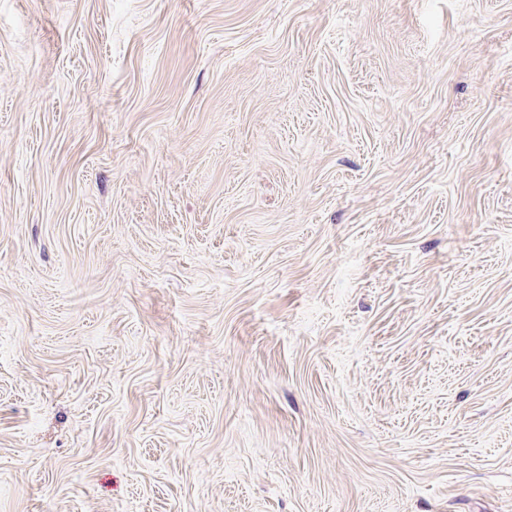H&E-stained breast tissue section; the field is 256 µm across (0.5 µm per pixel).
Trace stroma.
<instances>
[{
	"mask_svg": "<svg viewBox=\"0 0 512 512\" xmlns=\"http://www.w3.org/2000/svg\"><path fill=\"white\" fill-rule=\"evenodd\" d=\"M0 512H512V0H0Z\"/></svg>",
	"mask_w": 512,
	"mask_h": 512,
	"instance_id": "obj_1",
	"label": "stroma"
}]
</instances>
